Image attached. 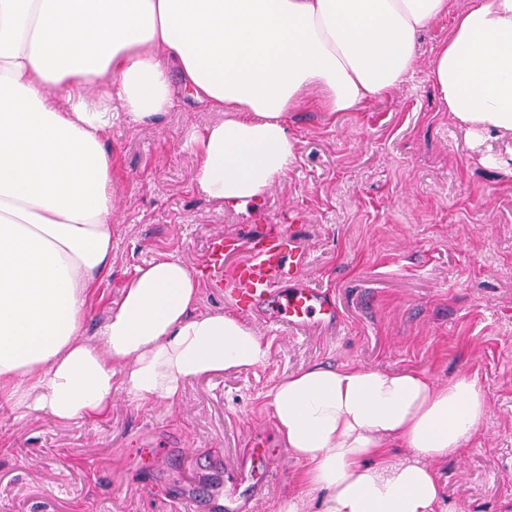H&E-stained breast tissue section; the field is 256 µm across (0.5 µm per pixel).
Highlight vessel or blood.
<instances>
[{
    "mask_svg": "<svg viewBox=\"0 0 512 512\" xmlns=\"http://www.w3.org/2000/svg\"><path fill=\"white\" fill-rule=\"evenodd\" d=\"M236 247L235 240L212 237L208 247V271L212 287L224 285V255ZM298 245L277 241L256 251L237 271L230 290L240 308L256 313L270 325L302 330L331 322L336 317L333 304L319 291L299 282L296 273L286 272V257L298 256ZM291 280L283 288V280Z\"/></svg>",
    "mask_w": 512,
    "mask_h": 512,
    "instance_id": "vessel-or-blood-1",
    "label": "vessel or blood"
}]
</instances>
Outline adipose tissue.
I'll use <instances>...</instances> for the list:
<instances>
[{
	"mask_svg": "<svg viewBox=\"0 0 512 512\" xmlns=\"http://www.w3.org/2000/svg\"><path fill=\"white\" fill-rule=\"evenodd\" d=\"M452 16L430 78L471 138L512 136V0H0V403L62 421L173 402L186 381L265 364L238 317L197 310L199 281L175 259L126 282L100 331L87 302L111 269L112 124L136 123L182 90L222 113L189 133L196 186L216 203L265 195L297 152L288 115L312 89L352 112L403 83L420 32ZM276 430L325 512H435V462L462 452L487 414L461 374L314 366L271 389ZM412 461L376 466L390 444Z\"/></svg>",
	"mask_w": 512,
	"mask_h": 512,
	"instance_id": "adipose-tissue-1",
	"label": "adipose tissue"
}]
</instances>
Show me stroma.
<instances>
[{"instance_id":"obj_1","label":"stroma","mask_w":512,"mask_h":512,"mask_svg":"<svg viewBox=\"0 0 512 512\" xmlns=\"http://www.w3.org/2000/svg\"><path fill=\"white\" fill-rule=\"evenodd\" d=\"M451 24L424 29L407 81L356 111H321L310 93L288 118L292 168L243 206L200 194L198 158L182 147L218 113L185 98L134 124L109 102L112 265L88 299L86 340L98 342L136 267L168 258L198 278V312L239 314L270 357L190 380L170 404L115 393L97 419L1 404L0 512H179L187 486L204 499L216 490L249 498L252 473L271 464L279 479L251 512H278L302 467L278 441L269 392L325 364L412 369L438 383L478 376L487 416L461 453L436 463V512H512V142H473L440 103L430 70ZM269 231L302 246L298 276L334 304L333 323L273 329L211 287L213 236L239 242L224 256L229 275Z\"/></svg>"}]
</instances>
